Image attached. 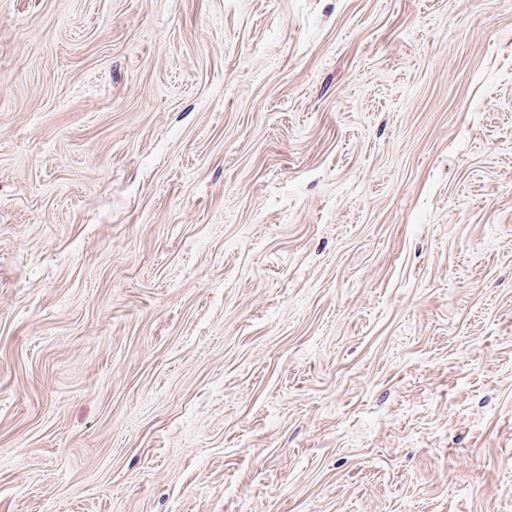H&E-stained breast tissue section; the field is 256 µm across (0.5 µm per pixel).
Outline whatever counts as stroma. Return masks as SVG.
I'll return each instance as SVG.
<instances>
[{"instance_id": "1", "label": "stroma", "mask_w": 512, "mask_h": 512, "mask_svg": "<svg viewBox=\"0 0 512 512\" xmlns=\"http://www.w3.org/2000/svg\"><path fill=\"white\" fill-rule=\"evenodd\" d=\"M0 512H512V0H0Z\"/></svg>"}]
</instances>
